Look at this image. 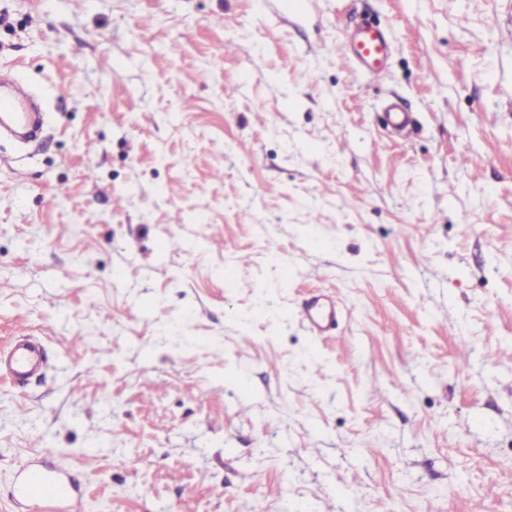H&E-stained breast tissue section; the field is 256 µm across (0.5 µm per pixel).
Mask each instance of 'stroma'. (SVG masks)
Returning <instances> with one entry per match:
<instances>
[{
    "instance_id": "obj_1",
    "label": "stroma",
    "mask_w": 512,
    "mask_h": 512,
    "mask_svg": "<svg viewBox=\"0 0 512 512\" xmlns=\"http://www.w3.org/2000/svg\"><path fill=\"white\" fill-rule=\"evenodd\" d=\"M365 20L381 80L339 52ZM511 25L512 0H0V70L45 114L0 139V348L46 356L0 377V512L43 448L84 512H512ZM339 310L330 297L317 293L301 310V318L312 335L324 336L335 328ZM45 367L41 344L36 339L24 337L10 347L0 350V372L15 381H25Z\"/></svg>"
}]
</instances>
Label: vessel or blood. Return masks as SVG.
I'll return each mask as SVG.
<instances>
[{
  "label": "vessel or blood",
  "instance_id": "obj_1",
  "mask_svg": "<svg viewBox=\"0 0 512 512\" xmlns=\"http://www.w3.org/2000/svg\"><path fill=\"white\" fill-rule=\"evenodd\" d=\"M389 51L387 33L367 24L341 46V54L367 69L375 77L385 73ZM0 114L14 127L33 131V114L26 100L12 88L0 84ZM339 310L334 300L318 293L304 305L301 318L312 335L322 336L335 328ZM41 344L24 337L0 350V372L12 380L24 381L43 370ZM17 512H78L79 489L54 464L52 453L37 452L15 475L11 492Z\"/></svg>",
  "mask_w": 512,
  "mask_h": 512
}]
</instances>
